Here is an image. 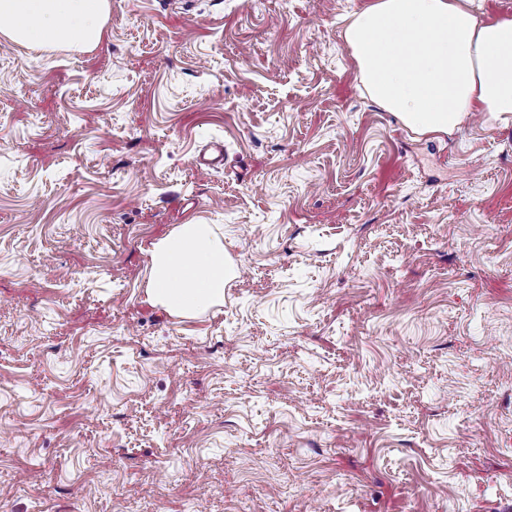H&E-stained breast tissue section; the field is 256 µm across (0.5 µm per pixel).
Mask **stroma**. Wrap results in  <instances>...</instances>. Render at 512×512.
Instances as JSON below:
<instances>
[{"label":"stroma","instance_id":"stroma-1","mask_svg":"<svg viewBox=\"0 0 512 512\" xmlns=\"http://www.w3.org/2000/svg\"><path fill=\"white\" fill-rule=\"evenodd\" d=\"M367 2L0 21V512H512V126L403 130ZM191 223L242 273L184 318L145 287ZM107 0H0V18L12 21L7 36L31 46L96 45Z\"/></svg>","mask_w":512,"mask_h":512}]
</instances>
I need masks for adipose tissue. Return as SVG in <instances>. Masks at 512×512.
I'll use <instances>...</instances> for the list:
<instances>
[{
  "label": "adipose tissue",
  "mask_w": 512,
  "mask_h": 512,
  "mask_svg": "<svg viewBox=\"0 0 512 512\" xmlns=\"http://www.w3.org/2000/svg\"><path fill=\"white\" fill-rule=\"evenodd\" d=\"M474 0H369L343 38L367 95L418 134H452L474 112L512 124V18ZM107 0H0L8 37L31 46L96 45ZM147 298L193 317L223 304L229 281L215 225L182 224L153 243Z\"/></svg>",
  "instance_id": "ef3b65f1"
}]
</instances>
